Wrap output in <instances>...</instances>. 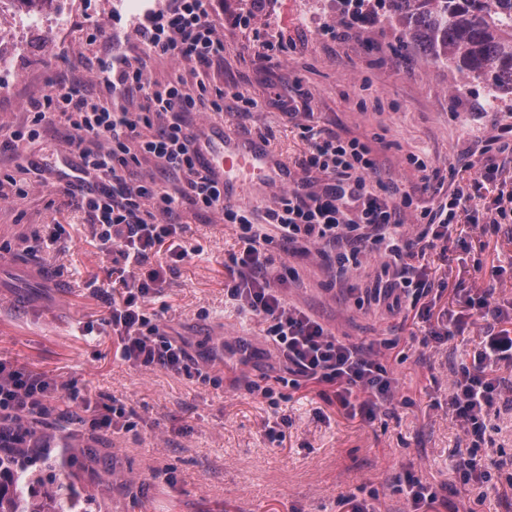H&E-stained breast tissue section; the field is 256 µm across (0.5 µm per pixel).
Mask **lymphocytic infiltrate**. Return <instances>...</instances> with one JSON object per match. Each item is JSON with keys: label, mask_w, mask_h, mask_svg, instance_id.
I'll return each instance as SVG.
<instances>
[{"label": "lymphocytic infiltrate", "mask_w": 512, "mask_h": 512, "mask_svg": "<svg viewBox=\"0 0 512 512\" xmlns=\"http://www.w3.org/2000/svg\"><path fill=\"white\" fill-rule=\"evenodd\" d=\"M135 28L151 55L185 61L207 72L224 59V38L209 14V0H169L143 12ZM93 81L105 94L94 101L79 89L57 84L30 102L29 124L0 140V153H18L39 139L43 123L59 121L75 158L68 169L69 205L98 225L100 239L114 255L116 277L110 288L126 292L113 306L112 328L121 340V356L145 368H163L199 377L203 369L190 360L183 344L171 339L148 316L144 302L163 284L160 270L139 273L156 243L177 235L172 217L182 205L199 213H218L239 225L243 249L233 256L235 274L228 295L244 313L269 319L266 337L289 373L331 388L339 406L373 421L395 396V381L382 360L395 340L356 345L339 341L314 318L285 307L274 286L268 247L280 240L284 250L308 255L333 248V282H345L365 252L384 256L376 274L374 299L389 310L411 311L431 284L419 261L427 252L447 250L454 224L463 211V190L457 189L436 209L424 211L420 230L403 231V209L394 186L372 180L377 163L368 145L357 139L326 134L304 125L308 154L300 160L304 176L266 210L265 224L251 223L242 209L226 204L224 183L200 159L199 133L186 117L197 97L182 82L153 81L143 59L121 53L99 59ZM138 93L137 109L126 108ZM512 155V122L501 125L481 147L470 150L474 191L498 180V156ZM155 159L174 183L156 178L137 182L129 174L143 158ZM512 366V331L486 332L471 367L457 372L448 387V408L476 440H484L485 417L503 389L485 370ZM60 397L58 387L41 375L0 360V446L17 442L19 426L45 415Z\"/></svg>", "instance_id": "1"}]
</instances>
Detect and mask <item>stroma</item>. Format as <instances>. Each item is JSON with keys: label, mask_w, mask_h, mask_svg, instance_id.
Wrapping results in <instances>:
<instances>
[{"label": "stroma", "mask_w": 512, "mask_h": 512, "mask_svg": "<svg viewBox=\"0 0 512 512\" xmlns=\"http://www.w3.org/2000/svg\"><path fill=\"white\" fill-rule=\"evenodd\" d=\"M123 0H50L42 27L26 31L37 50L12 53L0 74V132L25 124L31 99L65 81L88 95L98 58L113 52L141 57L146 47ZM246 0H211L220 21L224 60L213 65L209 91L224 93V110L191 113L199 126L223 127L232 143L264 139L287 167L268 180L242 178L239 205L253 223L303 176L297 160L308 149L300 127L311 124L367 143L376 179L397 186L412 202L404 222L418 223L449 192L468 188L469 145L494 134L512 113V98L489 104L488 89L424 55L400 57L398 26L374 0L355 24L339 27L353 0H265L249 28L224 25ZM273 29L277 60L259 61L254 32ZM260 108L245 111L243 97ZM304 110L290 116L289 100ZM36 167L19 175L28 197L0 200V359L62 385L65 396L42 425L62 451L79 494L78 512H342L353 496L371 512H410L398 476L413 473L448 497L456 512H512V402L499 401L485 418L478 457L492 475L462 484L450 457L472 437L448 409V385L459 370L463 342L421 340L464 309L467 295L493 289L512 301V277H494L512 260V223L487 234L463 225L466 248L447 261L427 256L435 282L431 317L391 314L368 299L381 261L362 258L348 282L332 284L319 253L275 252L276 286L285 303L318 319L337 339L397 340L387 364L397 380L393 404L374 422L352 415L320 394V385L284 383L288 371L264 338V326L225 296L232 254L241 247L236 225L218 214L179 208L183 224L174 246L151 253L165 284L149 303L164 332L203 363L206 378L124 361L108 322L112 254L97 225L74 217L53 172L68 146L59 125H46ZM419 155L424 167L410 160ZM63 225L62 242L43 240ZM187 252L178 259L175 249ZM215 361H208V353ZM117 400L129 428L92 430L83 397Z\"/></svg>", "instance_id": "obj_1"}]
</instances>
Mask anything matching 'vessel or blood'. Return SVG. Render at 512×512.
<instances>
[{"instance_id":"1","label":"vessel or blood","mask_w":512,"mask_h":512,"mask_svg":"<svg viewBox=\"0 0 512 512\" xmlns=\"http://www.w3.org/2000/svg\"><path fill=\"white\" fill-rule=\"evenodd\" d=\"M269 153L267 144L251 143L241 149L225 143L223 135H214L202 154L205 163L224 176L225 185H232L239 175L244 173L264 176L267 170L266 157Z\"/></svg>"}]
</instances>
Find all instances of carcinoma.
Masks as SVG:
<instances>
[{"mask_svg":"<svg viewBox=\"0 0 512 512\" xmlns=\"http://www.w3.org/2000/svg\"><path fill=\"white\" fill-rule=\"evenodd\" d=\"M402 28V45L420 47L485 85L496 98L512 97V0H386ZM30 448L0 447V512H74L61 496L55 463L48 478L16 465Z\"/></svg>","mask_w":512,"mask_h":512,"instance_id":"carcinoma-1","label":"carcinoma"}]
</instances>
